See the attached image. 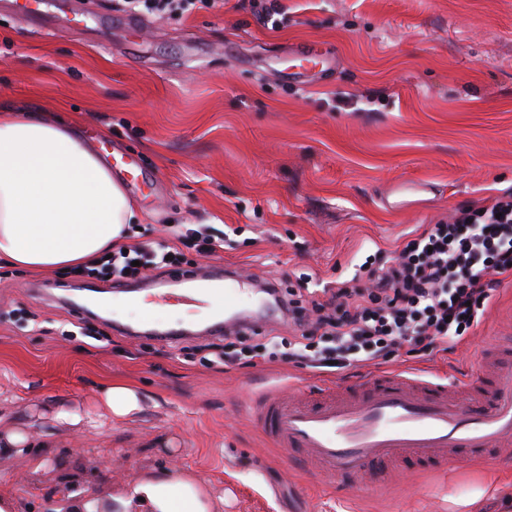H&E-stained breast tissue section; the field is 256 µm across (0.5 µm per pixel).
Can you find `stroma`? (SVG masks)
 I'll return each mask as SVG.
<instances>
[{
    "mask_svg": "<svg viewBox=\"0 0 512 512\" xmlns=\"http://www.w3.org/2000/svg\"><path fill=\"white\" fill-rule=\"evenodd\" d=\"M59 2L45 0L44 32L0 0V108L63 109L101 158L136 159L144 181L129 192L141 214L130 243L157 241L172 223L238 228L215 256L186 252L187 268L222 264L283 288L304 273L342 282L456 208L512 192V0H223L175 18L82 0L72 22ZM270 6L272 27L257 17ZM411 180L427 191L386 208L391 187ZM157 279L124 294L16 267L0 283V434L19 427L35 445L0 453V496L20 512H44L47 492L65 484L108 502L173 470L223 497L216 512H472L460 500L477 489L512 512V460L440 479L403 466L381 485L327 482L289 461L261 433L256 400L361 384L374 366L227 370L187 359L181 344L114 331L137 326L123 306ZM37 282L50 296L32 294ZM501 336L512 337V280L453 351L392 367L462 380ZM115 382L142 394L135 421L101 406ZM64 406L79 426L56 419Z\"/></svg>",
    "mask_w": 512,
    "mask_h": 512,
    "instance_id": "35a3bbf8",
    "label": "stroma"
}]
</instances>
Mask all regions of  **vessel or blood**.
Masks as SVG:
<instances>
[{
  "label": "vessel or blood",
  "instance_id": "1",
  "mask_svg": "<svg viewBox=\"0 0 512 512\" xmlns=\"http://www.w3.org/2000/svg\"><path fill=\"white\" fill-rule=\"evenodd\" d=\"M176 288H158L154 305H210L224 288V308L246 306L245 281L235 270L193 271ZM467 386L383 372L369 386L325 388L320 400L266 393L255 410L261 431L289 460L335 482L367 475L385 482L406 463L443 470L493 456L512 458V367H489Z\"/></svg>",
  "mask_w": 512,
  "mask_h": 512
}]
</instances>
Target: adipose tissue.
Returning a JSON list of instances; mask_svg holds the SVG:
<instances>
[{
    "label": "adipose tissue",
    "mask_w": 512,
    "mask_h": 512,
    "mask_svg": "<svg viewBox=\"0 0 512 512\" xmlns=\"http://www.w3.org/2000/svg\"><path fill=\"white\" fill-rule=\"evenodd\" d=\"M138 212L125 186L77 136L40 110L0 114V260L41 270L92 264L124 243ZM121 512H210L180 472L142 479L116 497Z\"/></svg>",
    "instance_id": "1"
}]
</instances>
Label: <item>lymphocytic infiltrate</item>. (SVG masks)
I'll return each instance as SVG.
<instances>
[{"mask_svg":"<svg viewBox=\"0 0 512 512\" xmlns=\"http://www.w3.org/2000/svg\"><path fill=\"white\" fill-rule=\"evenodd\" d=\"M169 233L166 240L113 249L78 273L125 283L182 264L185 251L209 257L224 248L223 237L181 224ZM359 270L368 287L341 285L309 307L286 291L279 309L288 315L291 338L225 336L209 346L215 364L281 362L340 372L389 363L405 349H454L481 324L494 288L512 277V193L481 211L456 210L448 222L409 239L396 257L366 258Z\"/></svg>","mask_w":512,"mask_h":512,"instance_id":"obj_1","label":"lymphocytic infiltrate"}]
</instances>
